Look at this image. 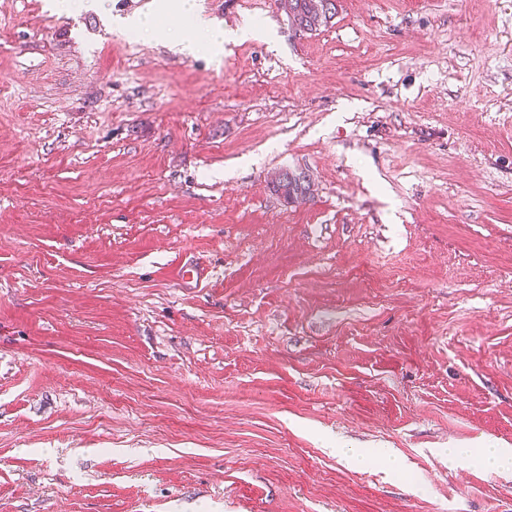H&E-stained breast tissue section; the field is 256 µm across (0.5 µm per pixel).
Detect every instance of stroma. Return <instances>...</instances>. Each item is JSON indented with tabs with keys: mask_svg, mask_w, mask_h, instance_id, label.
Masks as SVG:
<instances>
[{
	"mask_svg": "<svg viewBox=\"0 0 512 512\" xmlns=\"http://www.w3.org/2000/svg\"><path fill=\"white\" fill-rule=\"evenodd\" d=\"M150 2L0 0V512H512V0ZM160 2L174 3V9L181 17L188 18L193 16L196 25L209 33L210 40L214 46L222 45L224 41H245L266 37L267 35L263 28L251 24H243L235 29H224L219 24L207 21L195 12V1L193 0H160ZM277 2L279 9L284 11L289 19L292 16L298 23L301 32H316L320 27L327 26L336 14V7L334 10L331 9V4L337 5V1L335 3L334 0L329 1L330 5L326 0H277ZM325 2L329 13L333 11L330 16H327V10L324 8ZM290 179L294 184L305 185L311 184L313 188V180L311 175L304 170H288L287 172L274 174L270 181L278 184V181ZM298 185H294L289 181L284 184H278L272 186V190L279 198H282L286 203H300L306 201L307 198L304 196V191H299ZM475 449L480 456L481 464L488 472L496 473L512 469V448L483 445L482 448Z\"/></svg>",
	"mask_w": 512,
	"mask_h": 512,
	"instance_id": "35a3bbf8",
	"label": "stroma"
}]
</instances>
